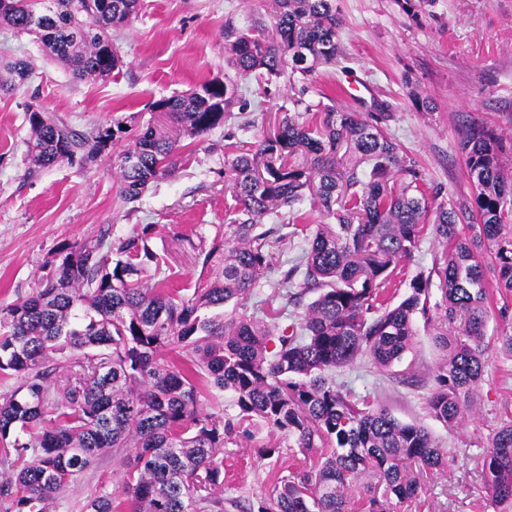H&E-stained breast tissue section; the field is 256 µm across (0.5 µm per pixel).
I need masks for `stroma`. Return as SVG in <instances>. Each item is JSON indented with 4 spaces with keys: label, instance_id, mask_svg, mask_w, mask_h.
Instances as JSON below:
<instances>
[{
    "label": "stroma",
    "instance_id": "35a3bbf8",
    "mask_svg": "<svg viewBox=\"0 0 512 512\" xmlns=\"http://www.w3.org/2000/svg\"><path fill=\"white\" fill-rule=\"evenodd\" d=\"M269 4L142 0L137 19L114 39L123 67L106 80L73 79L34 36L0 26V53L34 69L25 84L0 94V306L35 288L61 244L95 239L103 227L118 239L134 226L153 225L151 245L170 260L169 288L193 287L202 275L195 245L221 239L235 205L221 175L225 161L258 140L277 113L292 111L301 96L366 119L389 113L391 136L416 160L426 185H442L448 202L472 200L458 149L462 127L479 121L512 139V0H432L415 19L398 0H337L345 21L338 67L320 66L308 76H238L225 61L224 27L268 20ZM227 77L237 87L230 110L238 123L189 138L185 164L154 183L136 206L119 195L124 142L86 165L34 170L28 163L29 103L82 134L117 120L134 130L159 121L150 102ZM440 250L432 230H424L412 260L392 276L388 303L402 299L412 276L430 268ZM440 329L438 320L418 321L414 346L393 371L379 372L361 358L338 369L336 382L385 405L401 421L424 425L447 450V467L424 474L417 496L393 503V512H497L482 462L502 419L512 415V358L492 354L472 415L448 428L427 406L441 357L432 338ZM263 442L277 446V453L259 457ZM223 457L224 512H248L303 461L286 436L245 424L225 444ZM121 479L117 464L103 457L77 478L55 512H83L98 490L118 492Z\"/></svg>",
    "mask_w": 512,
    "mask_h": 512
}]
</instances>
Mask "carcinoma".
<instances>
[{
	"label": "carcinoma",
	"instance_id": "obj_1",
	"mask_svg": "<svg viewBox=\"0 0 512 512\" xmlns=\"http://www.w3.org/2000/svg\"><path fill=\"white\" fill-rule=\"evenodd\" d=\"M139 9L140 0H0V23L36 35L76 78L104 80L123 65L112 33ZM270 20L224 29L228 62L239 74L304 76L341 56L336 0H273ZM0 69L7 73L1 91L32 76L23 59ZM234 95L233 84L212 80L150 108L199 137L224 125ZM294 105L322 108L320 120L286 112L272 135L224 166L236 206L223 242L199 254L203 266L217 268L213 280L198 281L189 294L164 288L167 261L149 245L153 225L115 241L106 228L61 246L35 288L0 306V371L19 379L0 395V512H52L75 477L107 455L122 471L129 512H224L220 448L244 422L287 436L305 457L318 454L313 466L281 477L256 512H390L393 499L420 489L405 463L447 465L427 428L337 385L331 373L362 356L389 371L412 348L417 318H462L467 340L433 337L442 358L428 409L450 428L468 417L489 353L512 357L511 331L485 332L487 273L512 297L506 144L483 122L465 126L459 148L475 195L469 206L449 205L441 190L421 188L416 161L384 128L390 115L370 122L302 97ZM27 119V156L38 169L93 161L127 134L119 122L80 134L42 110ZM132 138L118 171L127 204L186 158L180 140L156 126ZM395 171L404 175L397 186ZM308 195L328 223L316 225L280 274L282 306L248 312L272 250L288 238V215ZM428 214L442 251L391 306L384 298L390 276L418 249ZM268 215L278 223L263 224ZM305 292L315 297L303 306ZM226 391L232 419L224 417ZM202 394L212 403L208 413L199 409ZM482 472L492 500L512 512L511 415L493 435ZM118 508L106 492L85 505L86 512Z\"/></svg>",
	"mask_w": 512,
	"mask_h": 512
}]
</instances>
